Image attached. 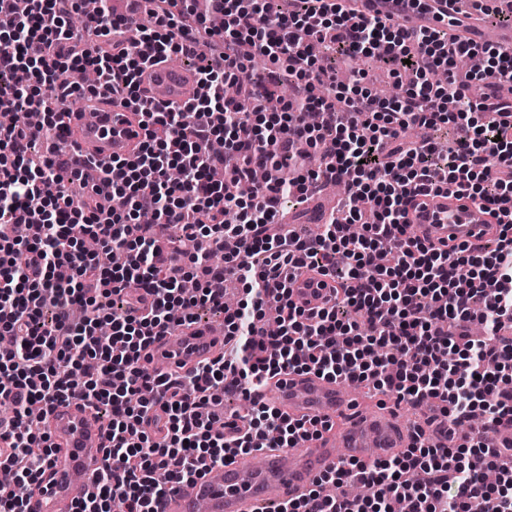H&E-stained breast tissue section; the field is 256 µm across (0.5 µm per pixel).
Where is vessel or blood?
<instances>
[{"label": "vessel or blood", "mask_w": 512, "mask_h": 512, "mask_svg": "<svg viewBox=\"0 0 512 512\" xmlns=\"http://www.w3.org/2000/svg\"><path fill=\"white\" fill-rule=\"evenodd\" d=\"M347 14L359 18L372 8L412 26L445 29L467 41L484 35L477 18L461 19L459 0H342ZM194 72L171 63H154L140 76V96L152 103L181 104L187 87L196 85ZM61 140L81 163L111 162L133 155L145 138L139 107L109 98L100 89L87 90L72 112ZM475 203L459 204L447 195L426 196L423 208L411 220L421 236L446 249L454 245L476 247L489 238L487 225L475 223ZM292 301L314 312L330 297L328 278L302 272L288 283ZM223 336L208 330L174 329L156 337L147 350L149 367L187 374L206 359L216 357ZM269 391L256 399L276 406L295 419L332 421V430L294 448H268L261 456L240 454L224 467L223 478L201 476L175 485L164 500L162 512H257L264 502H282L305 494L312 480L336 469L341 461L369 462L398 454L412 442L389 411H370L357 401L345 382L318 375L283 374ZM54 452L46 479L30 499V512H71L75 495L90 492L104 465V428L93 421L92 409L71 399L55 404L47 422Z\"/></svg>", "instance_id": "b4317fda"}]
</instances>
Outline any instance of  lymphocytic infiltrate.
<instances>
[{
	"label": "lymphocytic infiltrate",
	"instance_id": "lymphocytic-infiltrate-1",
	"mask_svg": "<svg viewBox=\"0 0 512 512\" xmlns=\"http://www.w3.org/2000/svg\"><path fill=\"white\" fill-rule=\"evenodd\" d=\"M150 27L128 38L109 0L66 26L80 0H0V75L22 71L23 87L0 94V111L41 112L39 133L53 140L65 124L59 104L74 87L66 74L91 69L106 90L139 101L143 66L188 55L186 37L218 40L217 65L199 67L196 95L182 105L142 107L145 139L129 158L99 167L97 177L126 205L100 210L94 197L74 198L82 172L67 160L34 161L28 125L0 126V469L17 484L38 487L52 445L28 414L49 412L77 398L106 408L105 463L95 492L74 512H157L170 486L223 467L240 451L291 448L323 429L253 403L245 429L225 421L230 392L250 397L268 379L290 371L318 374L391 393L396 401L427 404L455 428L479 417L487 426L512 422V99L499 95L512 81V54L473 41L449 43L447 33L402 32L374 12L353 22L333 0H149ZM222 29L209 27L211 16ZM115 40L109 53L83 46L85 26ZM346 59L376 54L407 78L405 94L386 100L360 91L361 74L342 81L308 50ZM321 54V55H322ZM269 67L259 78L251 57ZM472 62L458 73L457 59ZM448 73L446 83L431 79ZM292 94L270 109L282 81ZM482 82L474 103L465 90ZM449 125L454 138L438 149L428 133ZM412 129L426 131L409 139ZM319 152L321 169L298 167L297 146ZM258 167L267 182L242 183ZM345 181L346 192L320 234L301 239L276 225L280 202L297 208L310 188ZM447 190L477 202L500 231L477 250L448 252L415 235L408 218L418 197ZM180 226L168 265L153 224ZM362 222L350 236L348 224ZM96 251L83 247L84 239ZM224 253L223 266L210 262ZM332 281L333 302L308 313L295 306L288 281L297 271ZM245 296L224 305L226 278ZM195 281L185 295L184 281ZM281 313L267 335L265 312ZM224 313L218 356L189 376L147 368L156 332L196 325L195 308ZM495 482L482 479L484 470ZM369 485L370 498L346 492ZM512 512V459L482 435L465 445L439 446L416 435L387 460L342 462L315 478L307 494L277 512Z\"/></svg>",
	"mask_w": 512,
	"mask_h": 512
}]
</instances>
